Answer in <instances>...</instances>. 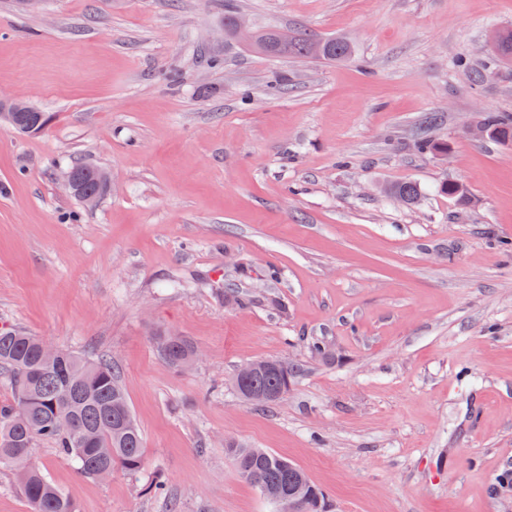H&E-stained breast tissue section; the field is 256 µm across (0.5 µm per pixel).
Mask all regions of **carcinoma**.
Returning a JSON list of instances; mask_svg holds the SVG:
<instances>
[{"label":"carcinoma","instance_id":"carcinoma-1","mask_svg":"<svg viewBox=\"0 0 512 512\" xmlns=\"http://www.w3.org/2000/svg\"><path fill=\"white\" fill-rule=\"evenodd\" d=\"M258 52L270 57L343 61L352 57L353 46L344 39H321L297 33L285 41L274 28L253 31ZM484 128L499 141H512V116L488 112ZM390 192L406 204L419 196L417 185L400 182ZM157 353L174 369L185 370L195 359L196 346L182 336L157 334ZM39 337L0 327V374L7 376L12 401L0 404V465L11 468L30 512H76L73 501L56 487L37 463L40 444H52L88 478L104 479L121 468L138 477L145 468L143 437L126 395L118 381L112 358H95L62 350L48 361L41 353ZM297 368L286 360L276 367L257 368L237 394L263 391L268 407L286 394ZM240 474L271 503L267 489L285 491L304 500L300 512H328L322 490L297 465L265 448L227 444Z\"/></svg>","mask_w":512,"mask_h":512}]
</instances>
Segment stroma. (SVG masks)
Segmentation results:
<instances>
[{"label": "stroma", "mask_w": 512, "mask_h": 512, "mask_svg": "<svg viewBox=\"0 0 512 512\" xmlns=\"http://www.w3.org/2000/svg\"><path fill=\"white\" fill-rule=\"evenodd\" d=\"M228 9L355 56L261 55ZM504 28L512 0H0V94L50 118L0 126V326L110 355L143 435L141 475L105 482L41 445L77 512H275L229 440L331 512H512V143L475 135L512 115ZM76 163L111 177L95 209ZM272 358L300 370L259 410L230 379ZM89 172L95 173L98 179L94 176L87 178L83 186L86 193H81L80 183L82 176ZM64 181L68 193L73 196H78L80 202L88 209L95 208L101 201L99 195L89 194L100 192L101 186L99 182L102 185L104 195H108L112 192V184L106 172L90 165H85L83 169L75 167L69 168L64 174ZM155 339L157 353L174 369L185 370L194 362L197 347L183 336L158 333ZM228 453L234 458L240 474L253 484L278 511V504L266 491L269 489L279 503L280 512H328L322 490L308 474L297 465L265 448H244L234 442L227 444ZM285 491L295 495V500Z\"/></svg>", "instance_id": "1"}]
</instances>
